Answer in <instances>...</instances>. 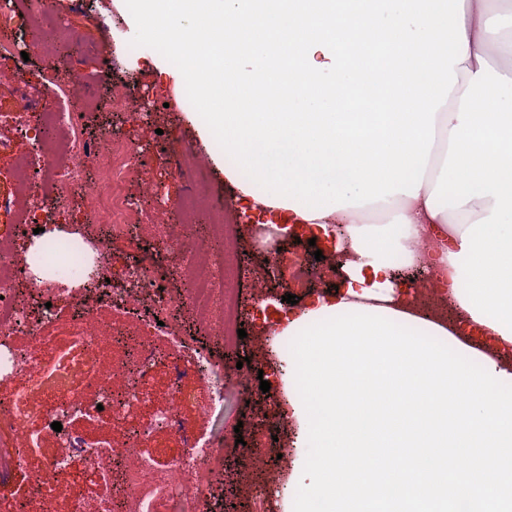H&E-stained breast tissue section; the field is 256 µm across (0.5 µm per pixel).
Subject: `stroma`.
<instances>
[{
	"instance_id": "1",
	"label": "stroma",
	"mask_w": 512,
	"mask_h": 512,
	"mask_svg": "<svg viewBox=\"0 0 512 512\" xmlns=\"http://www.w3.org/2000/svg\"><path fill=\"white\" fill-rule=\"evenodd\" d=\"M14 24L21 41L18 50L30 51L29 61L20 71L0 70V141L7 143V150L0 151V198L13 199V207L0 209V243L21 240L23 246L35 245L34 237L18 238L16 226L20 214L33 202V195L21 188L15 179L19 164L36 163L37 156L31 143L19 133L20 124L30 115L21 106L16 88L27 83L31 92H38L49 74L48 59L60 56L62 47L72 46L68 59L78 73L84 90L106 98L112 94L137 101L149 97L152 118L146 122L130 119L123 112H107L87 107L82 109L79 129L84 139L98 142L104 128H112L117 137L131 140L144 150L143 159L155 174L160 185L156 196L145 194V186L137 178H130L123 187L125 196L138 200L142 207L139 222L142 229L137 238L118 237L112 241V253L117 257L157 255L154 269L156 278L175 294H182L184 282L169 273L170 259L161 254V240L155 230L159 224L176 223L177 217L168 208L188 192L187 184L172 175V154L176 151L206 154L207 148L197 130L186 122L182 112L163 107L161 99L172 83L161 75L153 63L156 48L153 42L137 41L136 31L130 25L121 0H107L104 17H95L89 0H56L49 14L39 21H32L24 7H17ZM167 131L169 147H162L159 131ZM46 395L34 391L30 398L28 428L40 433L43 447L59 450L64 436H79L91 441L114 438L109 417H65L61 431H54L51 418L40 410ZM81 482L86 494L94 497L102 492L79 457H71L68 467L59 471L44 497L31 494L28 475L23 471L10 473L0 481V512H71L69 489L74 482Z\"/></svg>"
}]
</instances>
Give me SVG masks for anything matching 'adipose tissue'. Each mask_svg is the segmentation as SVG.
Segmentation results:
<instances>
[{
  "instance_id": "ef3b65f1",
  "label": "adipose tissue",
  "mask_w": 512,
  "mask_h": 512,
  "mask_svg": "<svg viewBox=\"0 0 512 512\" xmlns=\"http://www.w3.org/2000/svg\"><path fill=\"white\" fill-rule=\"evenodd\" d=\"M124 4L235 201L316 238L344 227L339 286L280 315L279 352L297 326L377 306L512 384V69L490 62L512 61V0ZM418 265L445 302L396 281Z\"/></svg>"
}]
</instances>
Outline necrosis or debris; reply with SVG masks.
<instances>
[{"mask_svg": "<svg viewBox=\"0 0 512 512\" xmlns=\"http://www.w3.org/2000/svg\"><path fill=\"white\" fill-rule=\"evenodd\" d=\"M17 94L33 117L22 126V134L28 137L36 130L56 131L65 139L66 148L46 158L43 165L23 166L16 172L21 186L40 191L36 204L23 214L19 231L33 224L51 223L59 232L44 241L37 260L47 268L44 286L32 283L34 260L25 250H12L10 271L0 276V375L14 382L7 406L0 408V423L25 434L23 448L0 450V467L33 471L34 488L39 492L47 489L50 477L63 467L62 457L44 448L39 435L26 429L33 389L50 387L46 415L58 414L64 404L82 416L107 414L113 428L125 432L129 414L147 402L146 390L156 365L166 362L173 371L174 406L153 414L147 428H165L179 437L181 446L175 451L172 471L163 469L159 452L138 448L134 433L127 434L119 445L77 441L72 451L89 460L98 481L114 496L119 512H208L210 489L227 471L225 439L220 433L208 437L198 434L179 418L178 407L194 404L195 396L184 384L186 374L178 360L184 354L195 359V376L209 385L204 409L213 418L224 413L227 385L238 386L251 381L255 372L272 370L265 333H255L246 343L238 337L243 309L234 282L240 239L248 234L273 245L275 238L268 225L242 227L233 199H213L206 194L209 175L199 157L176 154L173 173L195 186L193 192L173 204L180 222L165 241L166 252L176 261L175 276L190 279L184 304L205 333L225 348H245L249 359L239 369L214 364L208 350L189 340L181 316L172 311L174 297L155 279L150 265L134 259L119 265L112 256L113 238L136 234L140 210L137 201L117 193V186L136 176L144 179L149 192L158 189L154 174L141 164L136 146L107 131L103 138L108 152L100 154L80 137L79 115L70 109L65 88L55 80H46L39 95H31L23 84ZM94 170L99 176L92 182L88 175ZM201 207L209 214V222L203 226L195 221ZM61 248L80 257L81 262L94 261L100 269L99 279H82L81 262L63 270L53 268V256ZM116 277L122 278V287L111 286V279ZM62 282L80 288L78 334L72 339L70 353L63 357L58 354L57 337L50 332L58 317L54 286ZM102 306L118 316L135 319L149 335L163 338L167 351L142 345L123 356L114 373L100 372L87 352L99 344L96 320ZM17 336L30 337L31 347L16 349L13 339ZM85 388L95 391L94 402L80 399L79 392ZM281 397L275 386L262 394L255 414L261 436L242 448L239 481L253 497L252 512H267L268 498L276 494L289 471L288 416Z\"/></svg>", "mask_w": 512, "mask_h": 512, "instance_id": "necrosis-or-debris-1", "label": "necrosis or debris"}]
</instances>
